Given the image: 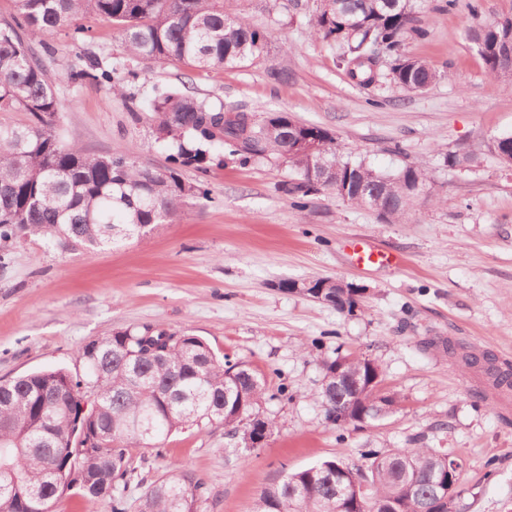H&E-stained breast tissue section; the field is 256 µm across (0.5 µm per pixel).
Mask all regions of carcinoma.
Segmentation results:
<instances>
[{
    "label": "carcinoma",
    "instance_id": "cac0c4a2",
    "mask_svg": "<svg viewBox=\"0 0 512 512\" xmlns=\"http://www.w3.org/2000/svg\"><path fill=\"white\" fill-rule=\"evenodd\" d=\"M419 0H313L314 36L336 49V61L363 88L394 87L416 94L437 80L427 63L404 53L408 39L428 30L417 16ZM16 13L0 22V241L39 236L62 248L98 249L146 235V226L175 222L188 200L206 195L186 184L181 170L209 171L214 153L241 162L273 157L294 178L278 186L304 209L324 192L351 203H376L389 220L403 219L428 185L420 166L380 173L343 156V147L319 126L288 128V114L270 123L251 112L200 101L179 87L154 91L148 111L157 141L168 150L163 170L142 165L136 152L92 155L63 146L51 132L60 112L55 81L33 43L44 44L94 13L116 30L131 61L181 63L221 70L260 56L263 30L228 11L227 0H14ZM488 73L512 89V65L500 48L512 40V12L468 29ZM67 70L73 82L109 84L115 97L139 73L106 69L97 59ZM21 112L16 122L9 114ZM317 148L336 172L311 173ZM499 162L512 165V135L499 139ZM82 372L36 370L0 383V486L17 480L14 493L0 489V512H51L68 491L109 499L112 512H129L126 489L145 486L136 512H203L208 488L180 467L145 483L135 448H160L175 433L222 426L242 442L251 437L243 420L252 415L271 430L261 410L274 398L264 378L244 362L214 352L201 337L161 325H142L94 340L79 351ZM345 372L364 382L371 360L341 357ZM499 388L512 376L486 362ZM325 418L346 429L345 416L362 402L321 389ZM366 467L335 460L286 474L261 491L251 512H448V452L414 446L392 452L361 451ZM62 471L55 482L52 470Z\"/></svg>",
    "mask_w": 512,
    "mask_h": 512
}]
</instances>
